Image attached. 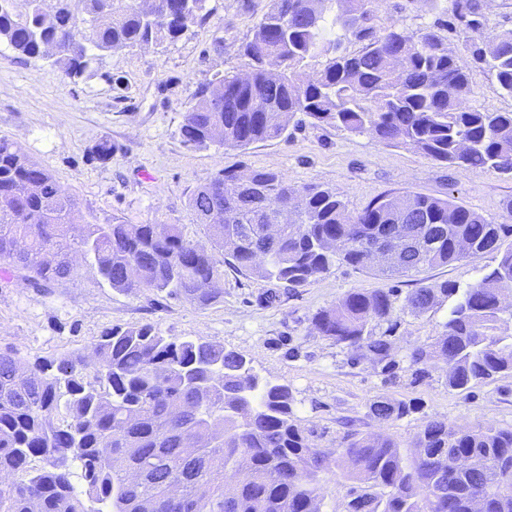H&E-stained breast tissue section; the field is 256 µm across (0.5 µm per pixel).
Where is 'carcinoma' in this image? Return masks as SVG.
<instances>
[{
	"label": "carcinoma",
	"mask_w": 512,
	"mask_h": 512,
	"mask_svg": "<svg viewBox=\"0 0 512 512\" xmlns=\"http://www.w3.org/2000/svg\"><path fill=\"white\" fill-rule=\"evenodd\" d=\"M71 0L53 13L0 0V44L25 58H55L66 75L86 74L96 52L175 42L208 15L206 0ZM448 14L452 49L434 23L417 33L378 31L375 0H271L240 46L248 80L218 75L193 94L180 135L185 146L239 149L281 138L309 118L387 146H409L450 167L512 170V112L467 104L469 71L487 70L512 97V30H499L484 0H424ZM361 43L349 52L346 43ZM319 64L321 68L313 69ZM245 185L224 168L196 189L189 208L211 247L179 224L85 220L53 174L14 141L0 137V264L37 291L74 273L82 255L111 288L152 290L208 305L219 296L221 263L258 278L302 286L338 264L371 268L368 250L414 230V249L389 277L417 275L465 256L501 254L460 289L421 283L405 296L415 314L437 296L454 297L444 331L410 352L418 372L442 363L451 390L512 373L511 224H493L452 197L386 194L348 209L336 189L301 187L255 170ZM299 194L303 203L288 207ZM224 261H219L217 252ZM393 292L352 290L312 322L323 336L391 366L392 347L376 327L390 321ZM290 388L262 379L244 357L199 336H164L150 324L111 327L92 355L24 360L0 351V512H321L325 484L339 474L357 483L353 512H512V429L456 427L428 419L405 455L389 438L363 436L337 448L313 445L297 423ZM381 421L412 411L377 398ZM492 459L488 474L439 472L434 458ZM46 467L34 471L32 461ZM80 470L84 489L73 482Z\"/></svg>",
	"instance_id": "cac0c4a2"
}]
</instances>
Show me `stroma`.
I'll return each mask as SVG.
<instances>
[{"label":"stroma","mask_w":512,"mask_h":512,"mask_svg":"<svg viewBox=\"0 0 512 512\" xmlns=\"http://www.w3.org/2000/svg\"><path fill=\"white\" fill-rule=\"evenodd\" d=\"M270 0H208L209 14L179 40L147 50L98 53L89 76L70 79L48 60L19 57L0 45V136L15 141L45 165L61 189L84 213L99 220L117 217L129 224H179L193 241L207 243L208 230L189 209L191 194L224 168L239 173L269 170L292 184H324L341 193L350 210H361L385 193L454 196L486 219L511 221L512 177L476 173L424 157L413 149L386 146L368 134H350L312 120L289 127L287 136L244 149L185 146L180 137L184 113L197 86L218 74L247 69L239 54ZM435 15L422 0H377L373 23L396 24L416 32ZM121 77V87L108 75ZM470 105L490 112H512V98L482 68L470 70ZM110 140L112 159L90 158L91 147ZM497 255L466 258L429 268L428 283L467 287ZM414 277H387L368 269L337 265L310 283L289 288L225 267L219 298L207 306L172 300L144 290H113L90 263L45 292L23 281L0 282V350L23 359L90 351L111 327L152 324L166 336H200L251 360L255 371L288 385L295 417L309 440L336 447L350 434L381 435L411 451L424 420L437 418L465 426L512 428V375L474 385L459 393L446 384L442 368L414 379L413 346L439 336L452 298L422 314L404 306ZM276 290L268 303L264 295ZM393 290L397 296L390 336L395 366L322 336L313 315L348 291ZM411 404L409 415L375 419V398Z\"/></svg>","instance_id":"stroma-1"}]
</instances>
